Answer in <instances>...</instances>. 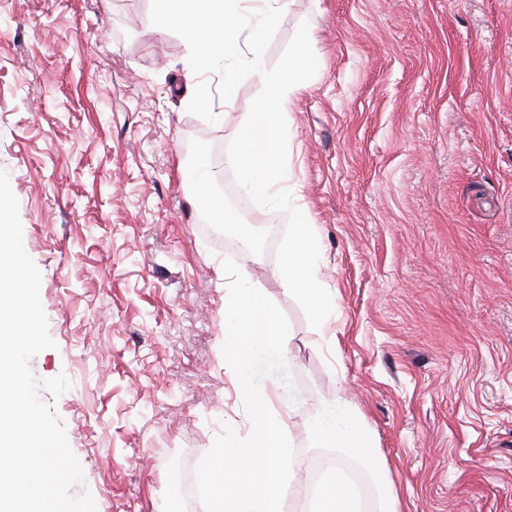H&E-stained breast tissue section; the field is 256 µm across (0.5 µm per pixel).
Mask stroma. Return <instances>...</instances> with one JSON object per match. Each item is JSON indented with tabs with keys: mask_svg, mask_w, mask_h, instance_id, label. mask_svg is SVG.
Segmentation results:
<instances>
[{
	"mask_svg": "<svg viewBox=\"0 0 512 512\" xmlns=\"http://www.w3.org/2000/svg\"><path fill=\"white\" fill-rule=\"evenodd\" d=\"M151 0H0V170L19 202L66 375L53 402L96 512H205L173 492L249 422L223 355L232 259L285 313L292 446L318 473L316 418L338 397L367 422L372 482L400 512H512V0H290L263 54L300 23L317 71L286 117L288 174L337 292L316 340L255 230L287 216L225 190L227 145L262 85L211 124L187 105L189 48ZM205 164L223 214L186 187Z\"/></svg>",
	"mask_w": 512,
	"mask_h": 512,
	"instance_id": "1",
	"label": "stroma"
}]
</instances>
